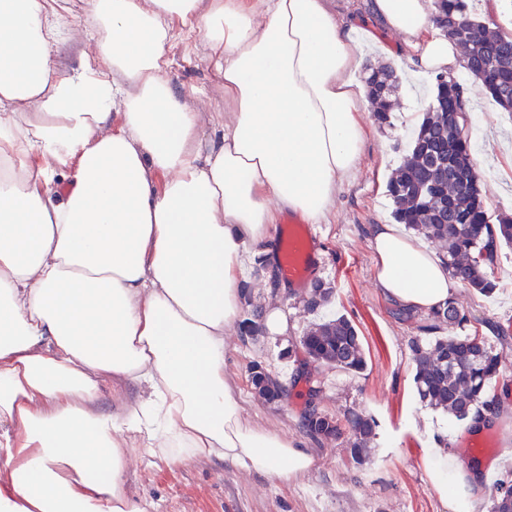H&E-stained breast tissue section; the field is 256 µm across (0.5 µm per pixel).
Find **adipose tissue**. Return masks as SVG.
<instances>
[{
    "instance_id": "1",
    "label": "adipose tissue",
    "mask_w": 512,
    "mask_h": 512,
    "mask_svg": "<svg viewBox=\"0 0 512 512\" xmlns=\"http://www.w3.org/2000/svg\"><path fill=\"white\" fill-rule=\"evenodd\" d=\"M368 6L420 75L461 71L432 0ZM196 29L224 78L206 146L167 70ZM362 59L331 0H85L75 24L60 0H0V512H149L126 488L136 450L280 484L314 468L243 419L224 337L277 211L328 222L359 168ZM368 233L389 297L447 301L441 257L395 224ZM432 477L450 512H483L481 474L438 449Z\"/></svg>"
}]
</instances>
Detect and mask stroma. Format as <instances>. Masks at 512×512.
<instances>
[{"label":"stroma","instance_id":"1","mask_svg":"<svg viewBox=\"0 0 512 512\" xmlns=\"http://www.w3.org/2000/svg\"><path fill=\"white\" fill-rule=\"evenodd\" d=\"M169 72L174 89L199 115L203 142H210L211 116L224 109V82L202 33L176 36ZM398 76L390 124L378 125L371 111L363 112L366 142L360 168L339 194L329 223L316 227L322 254L317 277L331 287V296L308 311L307 293L271 282L270 272L277 267L273 252L256 250L242 284L248 307L281 304L288 331L261 334L239 327L226 338L224 373L244 418L296 441L315 458V467L281 485L227 461L168 466L137 453L126 483L135 495L152 501L153 512H449L433 484L432 450L441 442L454 443L466 426L418 401L409 342L424 317L401 311L377 288V255L367 231L369 225L394 221L386 184L433 98L434 78L403 68ZM470 94L481 100L479 111L469 114L468 128L482 196L490 213H512V114L503 112L479 85H471ZM494 277L497 288L489 297L456 281L448 283L470 318L466 332L493 342L500 332L512 335V248H503ZM340 315L359 331L367 361L362 373L316 369L299 346L310 324ZM256 364L287 379V395L273 402L259 396L250 380ZM314 387L321 410L336 414L354 407L377 420L368 460H353L346 440L316 439L307 432L304 414ZM496 388L500 406L491 425L501 437L479 457L483 464L496 461L490 473L494 481L512 471V347L506 350Z\"/></svg>","mask_w":512,"mask_h":512}]
</instances>
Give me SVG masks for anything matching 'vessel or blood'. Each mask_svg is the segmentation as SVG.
Wrapping results in <instances>:
<instances>
[{
	"label": "vessel or blood",
	"mask_w": 512,
	"mask_h": 512,
	"mask_svg": "<svg viewBox=\"0 0 512 512\" xmlns=\"http://www.w3.org/2000/svg\"><path fill=\"white\" fill-rule=\"evenodd\" d=\"M277 263L285 283L302 291L314 281L321 265L320 247L312 229L297 215L283 220L277 240Z\"/></svg>",
	"instance_id": "vessel-or-blood-1"
}]
</instances>
